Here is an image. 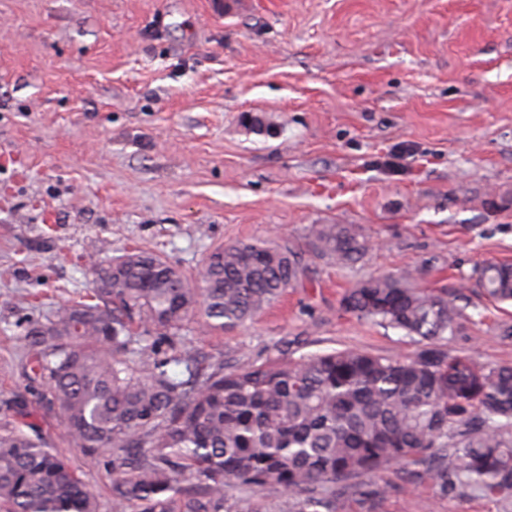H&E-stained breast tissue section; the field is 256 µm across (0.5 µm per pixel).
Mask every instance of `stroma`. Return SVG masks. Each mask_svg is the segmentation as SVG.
Returning a JSON list of instances; mask_svg holds the SVG:
<instances>
[{
  "label": "stroma",
  "mask_w": 512,
  "mask_h": 512,
  "mask_svg": "<svg viewBox=\"0 0 512 512\" xmlns=\"http://www.w3.org/2000/svg\"><path fill=\"white\" fill-rule=\"evenodd\" d=\"M314 224L357 225L367 254H307L253 320L186 323L157 356H413L340 305L412 268L415 287L469 289L453 351L512 363V304L470 290L477 266L512 262V0H0V419L65 455L99 512L112 453L65 438L27 331L91 287V260L138 249L193 276L219 246L305 250ZM374 481L386 494L346 512H512L396 466Z\"/></svg>",
  "instance_id": "obj_1"
}]
</instances>
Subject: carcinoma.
Wrapping results in <instances>:
<instances>
[{"instance_id": "carcinoma-1", "label": "carcinoma", "mask_w": 512, "mask_h": 512, "mask_svg": "<svg viewBox=\"0 0 512 512\" xmlns=\"http://www.w3.org/2000/svg\"><path fill=\"white\" fill-rule=\"evenodd\" d=\"M368 243L354 224H314L309 251L340 266ZM302 252L265 240L220 246L190 279L162 257L127 251L96 263L95 286L25 336L47 407L86 454L112 450L116 512H231L236 495L281 492L280 512H341L336 487L363 501L377 472L412 465L439 489L512 502V365L448 349L465 299L367 278L341 298L360 320L419 346L402 359L356 349L207 368L175 343L194 316L222 331L252 319L301 280ZM474 286L512 302V263L476 270ZM0 512H99L66 457L27 425L0 422Z\"/></svg>"}]
</instances>
